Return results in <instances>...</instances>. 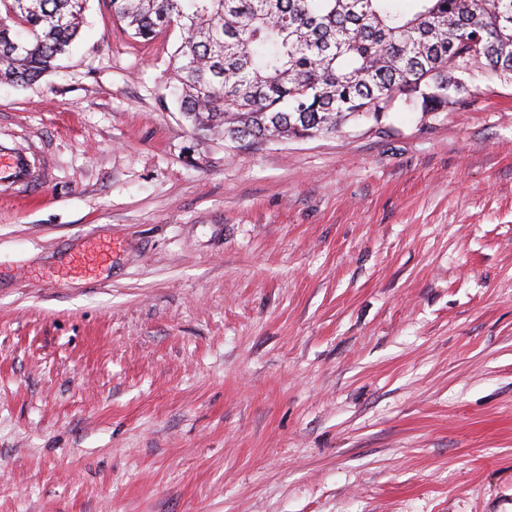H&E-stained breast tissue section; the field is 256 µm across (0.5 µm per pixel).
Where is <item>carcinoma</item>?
<instances>
[{"label": "carcinoma", "mask_w": 512, "mask_h": 512, "mask_svg": "<svg viewBox=\"0 0 512 512\" xmlns=\"http://www.w3.org/2000/svg\"><path fill=\"white\" fill-rule=\"evenodd\" d=\"M88 0H0V83L53 70ZM110 0L145 42L182 31L171 93L191 129L240 148L330 134L396 101L436 112L465 77L512 81V0ZM479 93V90L472 91Z\"/></svg>", "instance_id": "obj_1"}]
</instances>
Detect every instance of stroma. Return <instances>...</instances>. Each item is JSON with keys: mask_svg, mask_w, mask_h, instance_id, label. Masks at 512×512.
Wrapping results in <instances>:
<instances>
[{"mask_svg": "<svg viewBox=\"0 0 512 512\" xmlns=\"http://www.w3.org/2000/svg\"><path fill=\"white\" fill-rule=\"evenodd\" d=\"M86 18L0 85V512H512V83L237 148ZM27 145L13 143L10 146L2 145L0 148V175L2 180L18 185L39 186L45 178L44 171L31 172Z\"/></svg>", "mask_w": 512, "mask_h": 512, "instance_id": "stroma-1", "label": "stroma"}]
</instances>
